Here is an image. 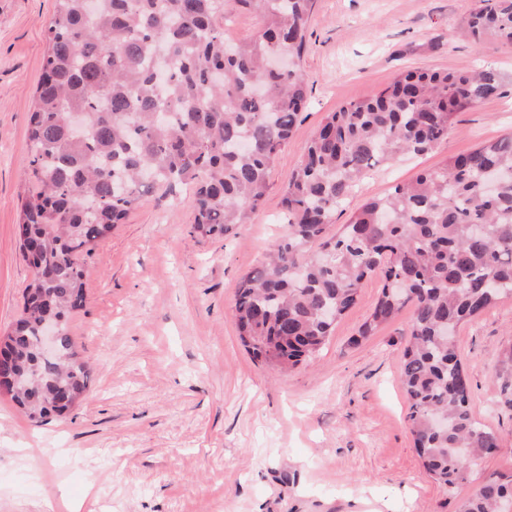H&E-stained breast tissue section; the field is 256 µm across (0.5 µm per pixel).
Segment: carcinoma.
Instances as JSON below:
<instances>
[{"label":"carcinoma","mask_w":512,"mask_h":512,"mask_svg":"<svg viewBox=\"0 0 512 512\" xmlns=\"http://www.w3.org/2000/svg\"><path fill=\"white\" fill-rule=\"evenodd\" d=\"M314 0H56L29 115L31 188L19 251L33 268L12 349L11 399L35 425L72 411L90 372L66 325L85 302L84 257L148 194L191 189L193 232L227 237L262 204L268 174L302 121L310 86L300 63ZM246 11L255 34L233 39L224 17ZM462 28L480 45L512 44V0H477ZM480 71L399 73L384 89L329 113L282 195L288 236L242 276L238 335L282 371L312 358L375 272L381 295L359 336L407 304L401 358L414 445L429 475L452 490L499 439L475 420L455 335L465 320L512 296V134L399 183L328 227L367 173L448 140L458 112L499 93ZM85 130L70 133L67 115ZM493 190H488L490 181ZM62 322L57 353L41 325ZM512 475L490 478L458 512H503Z\"/></svg>","instance_id":"obj_1"}]
</instances>
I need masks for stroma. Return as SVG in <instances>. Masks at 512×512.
Segmentation results:
<instances>
[{
  "instance_id": "stroma-1",
  "label": "stroma",
  "mask_w": 512,
  "mask_h": 512,
  "mask_svg": "<svg viewBox=\"0 0 512 512\" xmlns=\"http://www.w3.org/2000/svg\"><path fill=\"white\" fill-rule=\"evenodd\" d=\"M475 0H315L302 69L304 118L235 235L192 231L184 198L147 197L85 259L86 301L68 331L90 366V394L37 426L0 393V512H458L488 478L512 473V297L457 329L474 417L497 433L454 492L426 472L400 387L411 308L372 336L358 330L381 292L366 277L326 345L283 374L242 345L233 315L241 277L287 233L281 192L328 113L407 69L491 68L501 95L459 112L446 142L377 166L337 224L448 155L512 133V45L457 32ZM55 0H0V336L33 272L16 226L29 186L27 118Z\"/></svg>"
}]
</instances>
